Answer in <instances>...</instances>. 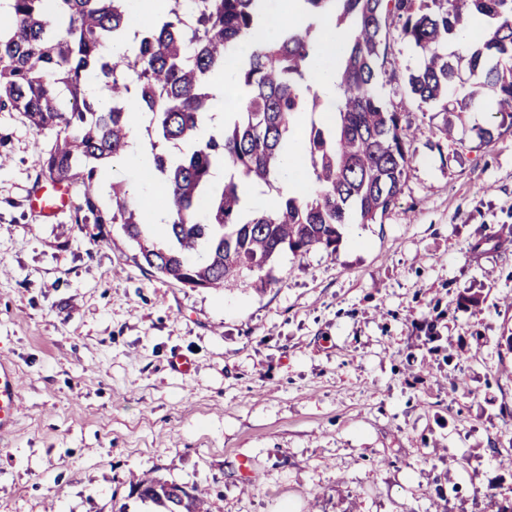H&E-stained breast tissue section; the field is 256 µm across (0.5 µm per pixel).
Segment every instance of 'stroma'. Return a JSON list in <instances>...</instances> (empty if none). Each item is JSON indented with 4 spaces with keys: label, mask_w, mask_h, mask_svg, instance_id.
<instances>
[{
    "label": "stroma",
    "mask_w": 512,
    "mask_h": 512,
    "mask_svg": "<svg viewBox=\"0 0 512 512\" xmlns=\"http://www.w3.org/2000/svg\"><path fill=\"white\" fill-rule=\"evenodd\" d=\"M421 62L392 29L395 206L283 252L260 292L151 272L120 226L77 223L76 187L43 221L53 135L0 110V361L22 379L0 512H158L146 473L211 512H512V133L481 144V110L446 136L406 89Z\"/></svg>",
    "instance_id": "stroma-1"
}]
</instances>
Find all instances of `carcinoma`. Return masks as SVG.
I'll list each match as a JSON object with an SVG mask.
<instances>
[{"instance_id": "cac0c4a2", "label": "carcinoma", "mask_w": 512, "mask_h": 512, "mask_svg": "<svg viewBox=\"0 0 512 512\" xmlns=\"http://www.w3.org/2000/svg\"><path fill=\"white\" fill-rule=\"evenodd\" d=\"M131 2L0 0V110L54 133L42 172L83 187L80 222L120 225L144 265L185 287L233 288L251 277L261 290L265 267L283 248L295 256L334 248L340 225L373 224L394 205L409 164L407 133L376 89L394 24L423 57L407 75L410 91L443 115L446 134L487 101L499 122L478 137L488 144L494 132L512 129V0H298L308 17H329L346 33L334 103L309 83L313 24L290 23L278 41L239 52L267 20L268 0H198L192 10L187 0H163L162 17L115 54L109 47L130 29ZM471 17L487 22L482 44L466 55L448 52V39ZM219 70L247 96L222 134L200 140ZM92 75L108 87V104L96 97ZM308 106L335 113L330 132L313 123L306 135L312 190L246 214L241 185L275 188L285 141ZM135 110L149 117L168 213L160 225L148 223L118 183L110 207L97 202V169L124 155ZM217 163L226 170L220 184L212 181ZM134 491L162 512H209L196 487L144 477Z\"/></svg>"}]
</instances>
